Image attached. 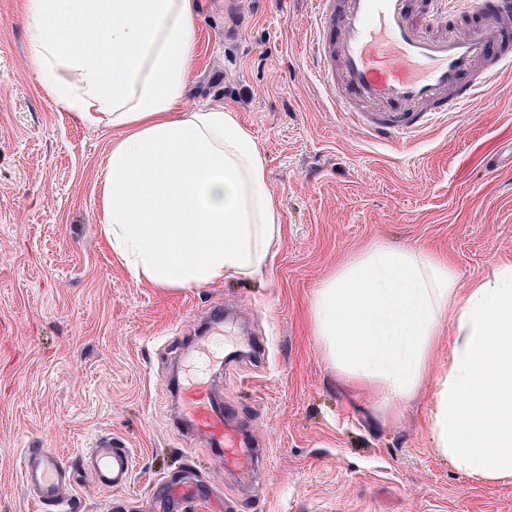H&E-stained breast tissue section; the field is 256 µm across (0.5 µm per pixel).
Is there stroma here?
Here are the masks:
<instances>
[{"label": "stroma", "instance_id": "1", "mask_svg": "<svg viewBox=\"0 0 512 512\" xmlns=\"http://www.w3.org/2000/svg\"><path fill=\"white\" fill-rule=\"evenodd\" d=\"M24 0H0V512H37L20 453L79 456L95 437L131 449L129 485L74 475L68 512H165L162 478L195 474L185 512H512V482L463 477L436 451L433 379L448 365L451 323L431 378L398 417L328 361L308 309L318 284L374 242L443 253L459 289L512 264V70L424 137L377 142L327 97L335 69L308 49L311 0H197L184 111L236 112L266 160L283 233L263 274L192 291L134 280L99 233V184L112 130L88 127L41 87ZM246 338L262 362L209 366L221 397L262 441L253 475L224 473L177 419L170 358L186 367L213 335Z\"/></svg>", "mask_w": 512, "mask_h": 512}]
</instances>
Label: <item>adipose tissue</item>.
I'll use <instances>...</instances> for the list:
<instances>
[{"label":"adipose tissue","instance_id":"ef3b65f1","mask_svg":"<svg viewBox=\"0 0 512 512\" xmlns=\"http://www.w3.org/2000/svg\"><path fill=\"white\" fill-rule=\"evenodd\" d=\"M25 12L46 94L120 132L98 224L130 273L172 290L261 274L282 234L265 159L234 112L181 109L195 0H25ZM309 315L328 360L393 417L452 322L430 410L436 450L472 480L512 481V264L461 290L447 257L373 243L318 285Z\"/></svg>","mask_w":512,"mask_h":512}]
</instances>
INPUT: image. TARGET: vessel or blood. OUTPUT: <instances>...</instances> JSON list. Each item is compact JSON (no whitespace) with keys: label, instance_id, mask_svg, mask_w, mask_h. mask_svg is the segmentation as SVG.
Here are the masks:
<instances>
[{"label":"vessel or blood","instance_id":"vessel-or-blood-1","mask_svg":"<svg viewBox=\"0 0 512 512\" xmlns=\"http://www.w3.org/2000/svg\"><path fill=\"white\" fill-rule=\"evenodd\" d=\"M482 15L464 33L443 30L448 0H314L313 50L335 60L329 88L340 112L379 140H411L473 103L512 66V0H466ZM190 429L215 447L226 472L247 475L265 450L239 423L211 383L179 386ZM83 463L102 488L121 490L132 474L128 450L96 439ZM70 461L52 448L26 449L21 484L38 512H64Z\"/></svg>","mask_w":512,"mask_h":512}]
</instances>
